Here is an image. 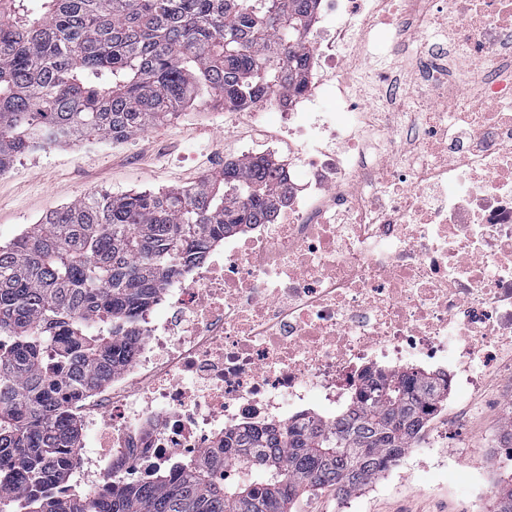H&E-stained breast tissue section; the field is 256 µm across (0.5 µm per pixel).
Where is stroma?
<instances>
[{
    "label": "stroma",
    "instance_id": "1",
    "mask_svg": "<svg viewBox=\"0 0 512 512\" xmlns=\"http://www.w3.org/2000/svg\"><path fill=\"white\" fill-rule=\"evenodd\" d=\"M258 123L249 109L196 104L123 143L90 138L15 160L0 174V244L83 196L191 187L214 175L217 157L239 156L252 142ZM463 400L471 411L459 423L455 413ZM463 400L447 401L429 428L440 440L444 477H432L403 460L377 484L348 496L325 489L300 498L291 512H470L455 458L463 451H478L500 428L496 374H487L483 387L465 393Z\"/></svg>",
    "mask_w": 512,
    "mask_h": 512
}]
</instances>
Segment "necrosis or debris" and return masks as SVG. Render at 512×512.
Segmentation results:
<instances>
[{"label":"necrosis or debris","instance_id":"1","mask_svg":"<svg viewBox=\"0 0 512 512\" xmlns=\"http://www.w3.org/2000/svg\"><path fill=\"white\" fill-rule=\"evenodd\" d=\"M320 2L303 92L261 105L267 152L294 159L279 220L170 279L131 361L75 401L89 494L246 422L329 420L370 364L441 370L458 393L494 370L512 431V0ZM367 63L402 83L365 102Z\"/></svg>","mask_w":512,"mask_h":512}]
</instances>
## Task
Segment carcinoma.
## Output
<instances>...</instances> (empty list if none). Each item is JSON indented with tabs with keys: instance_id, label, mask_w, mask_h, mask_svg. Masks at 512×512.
<instances>
[{
	"instance_id": "carcinoma-1",
	"label": "carcinoma",
	"mask_w": 512,
	"mask_h": 512,
	"mask_svg": "<svg viewBox=\"0 0 512 512\" xmlns=\"http://www.w3.org/2000/svg\"><path fill=\"white\" fill-rule=\"evenodd\" d=\"M0 0V173L96 136L122 143L196 102L246 110L305 86L318 0ZM288 175L236 159L190 189L101 193L0 246V512H287L325 487L347 496L403 458L448 399V378L369 370L331 422L245 426L140 486L89 498L53 486L79 448L72 402L132 353L128 329L169 279L242 226L273 221ZM242 474L216 478L224 462ZM492 512H512V474Z\"/></svg>"
}]
</instances>
